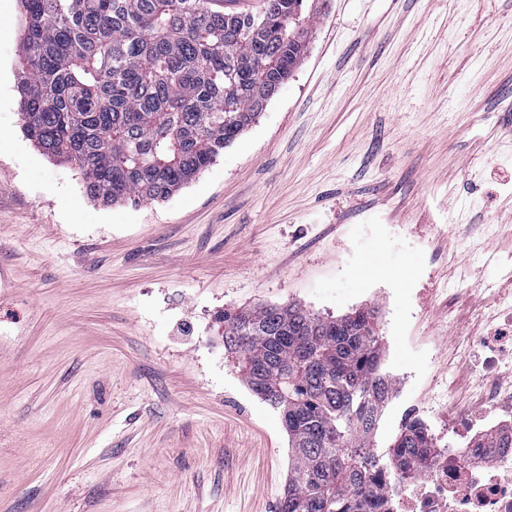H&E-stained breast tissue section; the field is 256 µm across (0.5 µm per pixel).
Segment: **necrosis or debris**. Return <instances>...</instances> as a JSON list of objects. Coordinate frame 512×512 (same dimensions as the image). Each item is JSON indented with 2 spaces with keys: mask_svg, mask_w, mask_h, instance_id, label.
Wrapping results in <instances>:
<instances>
[{
  "mask_svg": "<svg viewBox=\"0 0 512 512\" xmlns=\"http://www.w3.org/2000/svg\"><path fill=\"white\" fill-rule=\"evenodd\" d=\"M472 372L481 392L478 408L447 412L449 430L466 436V446L451 448L436 436L428 468L407 472L395 493L389 473L375 472L372 484L387 491L378 512H512V446L486 444L512 432V355L490 352Z\"/></svg>",
  "mask_w": 512,
  "mask_h": 512,
  "instance_id": "1",
  "label": "necrosis or debris"
}]
</instances>
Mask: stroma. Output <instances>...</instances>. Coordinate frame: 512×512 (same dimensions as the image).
Returning a JSON list of instances; mask_svg holds the SVG:
<instances>
[{
	"instance_id": "1",
	"label": "stroma",
	"mask_w": 512,
	"mask_h": 512,
	"mask_svg": "<svg viewBox=\"0 0 512 512\" xmlns=\"http://www.w3.org/2000/svg\"><path fill=\"white\" fill-rule=\"evenodd\" d=\"M300 63L169 198L104 207L25 135L0 0V512H279L288 436L224 310L368 307L374 431L475 389L512 294V0H317Z\"/></svg>"
}]
</instances>
